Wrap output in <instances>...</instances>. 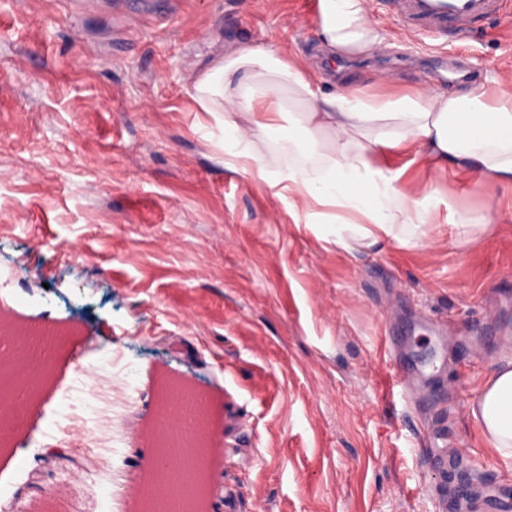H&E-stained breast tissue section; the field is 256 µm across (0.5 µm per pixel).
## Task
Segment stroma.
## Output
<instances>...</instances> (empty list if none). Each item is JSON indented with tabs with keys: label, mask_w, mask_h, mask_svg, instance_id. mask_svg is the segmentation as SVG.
<instances>
[{
	"label": "stroma",
	"mask_w": 512,
	"mask_h": 512,
	"mask_svg": "<svg viewBox=\"0 0 512 512\" xmlns=\"http://www.w3.org/2000/svg\"><path fill=\"white\" fill-rule=\"evenodd\" d=\"M366 8L381 48L340 62L320 49L317 0H0V307L54 347L0 445V504L142 512L162 373L214 399L206 512H442L457 496L423 466L429 446L466 467L463 512L512 491V458L470 412L512 360V190L392 155L409 189L436 193L428 241L339 249L225 168L224 130L188 93L246 45L282 50L327 92L512 77V11L460 41ZM394 361L428 374L416 401L385 399ZM88 366L130 387L114 457L91 442L112 407Z\"/></svg>",
	"instance_id": "35a3bbf8"
}]
</instances>
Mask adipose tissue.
I'll return each instance as SVG.
<instances>
[{
  "mask_svg": "<svg viewBox=\"0 0 512 512\" xmlns=\"http://www.w3.org/2000/svg\"><path fill=\"white\" fill-rule=\"evenodd\" d=\"M324 45L339 54H368L382 43L364 0H319ZM201 111L224 128L225 168L256 174L288 193L307 223L332 224L327 243L349 249L401 241L408 227L433 223L435 194L409 191L392 154H413L431 168L464 180L479 174L512 187V80L492 91L444 95L432 90L365 94L346 88L321 93L306 70L265 47L225 51L192 84ZM300 109L288 143L301 162L270 170L257 148L284 118L285 102ZM482 434L501 456L512 457V362L498 367L471 405Z\"/></svg>",
  "mask_w": 512,
  "mask_h": 512,
  "instance_id": "ef3b65f1",
  "label": "adipose tissue"
}]
</instances>
